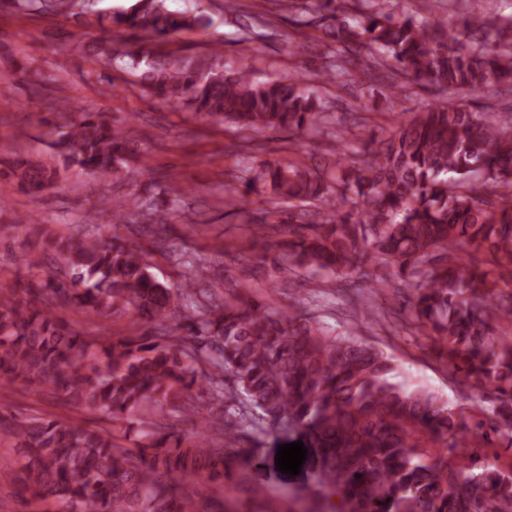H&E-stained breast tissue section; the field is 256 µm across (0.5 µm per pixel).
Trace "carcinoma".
<instances>
[{"instance_id":"cac0c4a2","label":"carcinoma","mask_w":512,"mask_h":512,"mask_svg":"<svg viewBox=\"0 0 512 512\" xmlns=\"http://www.w3.org/2000/svg\"><path fill=\"white\" fill-rule=\"evenodd\" d=\"M268 13L311 16L334 42L332 60L313 79L290 74L256 82L249 65L224 68L222 52L161 49L173 34L203 28V9L172 12L166 0H135L108 18L113 32L90 52L120 60L142 91L163 104L231 124L239 132H297L295 152H313L315 137L333 133L342 151L308 167L289 156L245 170V190L229 184L224 206L245 207L265 195L269 208L249 222L243 250L276 272L275 287L340 280L354 283L380 262L376 280L411 289L407 308L448 358V368L474 393L452 406L435 391L394 381L396 367L383 351L350 331L334 333L302 314L272 312L224 277V293L200 286L197 259L183 260L170 285L151 272L133 242L45 231L42 252L29 266L52 267L25 290L0 285V385L19 381L61 395L95 412L106 426L79 417L8 421L0 435L19 449V493L56 506L55 512H206L197 486L229 494L243 490L258 512H291L252 480L248 468L266 465L262 449H236L248 410L259 432H298L308 439L314 481L306 497L327 487L343 497L346 512H512V466L490 461L485 449L512 447V113L469 108L466 98L512 84V19L473 14L450 24L404 16L393 0H267ZM24 11L82 15L77 0H7ZM388 70L396 99L428 83L448 101L392 122L377 147L358 157L346 133L366 128L355 113L346 128L330 122L313 83L334 84L368 68ZM61 111L79 109L78 123L47 122L66 162L137 187L141 169L128 164L131 149L112 122L91 107L61 98ZM18 187L31 192L32 162L9 165ZM318 205L317 220L294 222L280 204ZM137 232L162 240L165 215L152 200L140 205ZM118 225L127 201L104 202ZM127 318L106 338L83 336L65 313ZM495 394L496 405L484 406ZM219 406L220 438L203 435L214 423L201 405ZM158 419L175 412L192 425L181 435L141 422L129 439L125 423L141 407ZM465 490L459 491V482Z\"/></svg>"}]
</instances>
